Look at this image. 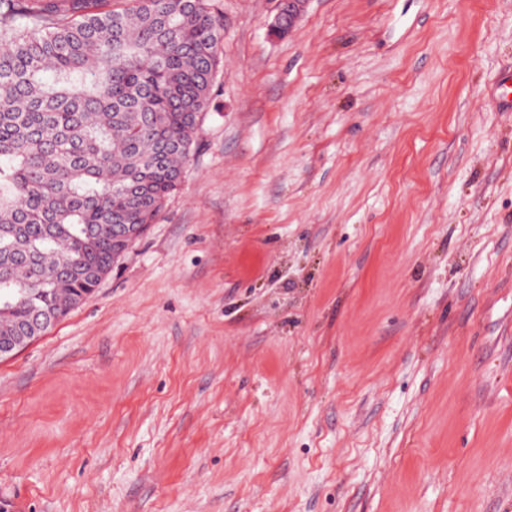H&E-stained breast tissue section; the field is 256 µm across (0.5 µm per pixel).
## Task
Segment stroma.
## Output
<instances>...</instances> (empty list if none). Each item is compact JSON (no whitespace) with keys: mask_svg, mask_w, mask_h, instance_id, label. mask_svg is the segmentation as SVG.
Wrapping results in <instances>:
<instances>
[{"mask_svg":"<svg viewBox=\"0 0 512 512\" xmlns=\"http://www.w3.org/2000/svg\"><path fill=\"white\" fill-rule=\"evenodd\" d=\"M179 189L0 359L10 512H512V0H218ZM304 0H278V10L269 24L271 35L276 37L285 36L300 15ZM288 19V30L284 31L283 22Z\"/></svg>","mask_w":512,"mask_h":512,"instance_id":"1","label":"stroma"}]
</instances>
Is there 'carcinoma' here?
Returning <instances> with one entry per match:
<instances>
[{
  "label": "carcinoma",
  "instance_id": "carcinoma-1",
  "mask_svg": "<svg viewBox=\"0 0 512 512\" xmlns=\"http://www.w3.org/2000/svg\"><path fill=\"white\" fill-rule=\"evenodd\" d=\"M215 0H0V336L66 316L182 181Z\"/></svg>",
  "mask_w": 512,
  "mask_h": 512
}]
</instances>
